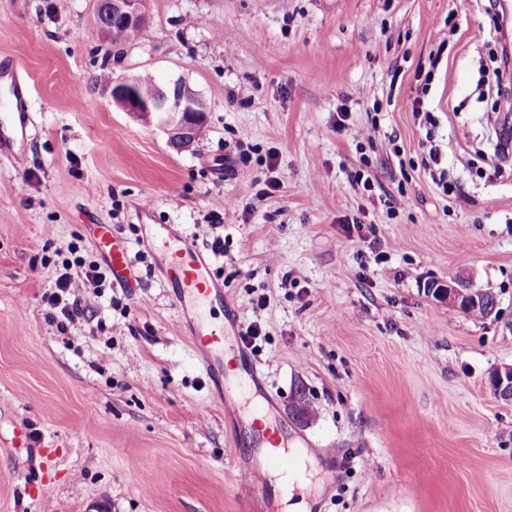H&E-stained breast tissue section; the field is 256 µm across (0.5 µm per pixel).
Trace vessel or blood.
Returning a JSON list of instances; mask_svg holds the SVG:
<instances>
[{"instance_id": "b4317fda", "label": "vessel or blood", "mask_w": 512, "mask_h": 512, "mask_svg": "<svg viewBox=\"0 0 512 512\" xmlns=\"http://www.w3.org/2000/svg\"><path fill=\"white\" fill-rule=\"evenodd\" d=\"M32 85L18 66L7 58L0 59V160L20 164L26 154L29 129L34 124ZM151 232L162 246L163 276L171 289L180 319L192 336L201 355L209 380L221 394L241 392L255 396L256 419L246 428L254 447L263 454L265 468L287 476L299 465L293 453L288 422L278 419L265 425L260 414L275 411L277 400L263 394L262 383L252 363L247 346L233 326L213 322L216 305L224 301V285L214 275L209 257L176 224H155ZM97 246L112 271L114 285L131 288L135 277L127 250L107 225H100ZM239 490L244 500L263 499L275 504L276 495L269 486L257 485L254 469H239Z\"/></svg>"}]
</instances>
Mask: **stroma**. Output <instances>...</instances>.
<instances>
[{
  "label": "stroma",
  "instance_id": "obj_1",
  "mask_svg": "<svg viewBox=\"0 0 512 512\" xmlns=\"http://www.w3.org/2000/svg\"><path fill=\"white\" fill-rule=\"evenodd\" d=\"M96 7L0 0V57L29 76L36 122L27 162H0V512H263L238 494L237 416L143 240L146 205L190 234L223 215L214 317L259 322L253 354L281 413L336 451L312 512H512V403L488 388L512 365V173L487 164L512 94L479 88L504 43L482 0H145L116 53ZM137 77L205 100L191 146L113 100ZM371 123L373 140L357 137ZM430 139L449 190L420 166ZM94 224L122 237L142 287L104 284L63 326L43 296L69 243L100 260ZM431 281L489 293L498 313L435 301ZM18 426L53 453L33 498L22 488L41 471L11 448Z\"/></svg>",
  "mask_w": 512,
  "mask_h": 512
}]
</instances>
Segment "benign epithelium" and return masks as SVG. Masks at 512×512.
Masks as SVG:
<instances>
[{"label": "benign epithelium", "instance_id": "obj_1", "mask_svg": "<svg viewBox=\"0 0 512 512\" xmlns=\"http://www.w3.org/2000/svg\"><path fill=\"white\" fill-rule=\"evenodd\" d=\"M142 4L143 0H112V24L100 25L101 37L110 40L117 33L129 32L139 27L143 18ZM115 100L126 111L155 120L167 133L170 142L178 147H187L194 142L208 112L207 104L201 97L170 89L159 90L155 99L145 103L121 93L116 94ZM427 292L441 302L452 301L458 304L463 300L467 305L486 302L481 292H461L454 282L430 285ZM489 387L496 399L512 402V365L495 369L490 375Z\"/></svg>", "mask_w": 512, "mask_h": 512}]
</instances>
